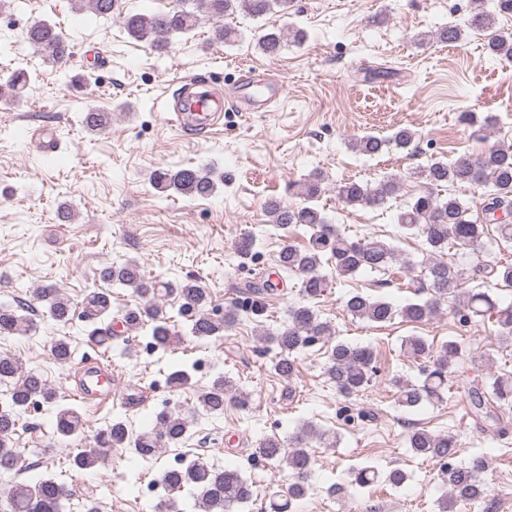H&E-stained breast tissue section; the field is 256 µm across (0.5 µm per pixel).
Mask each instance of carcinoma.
<instances>
[{"label": "carcinoma", "instance_id": "1", "mask_svg": "<svg viewBox=\"0 0 512 512\" xmlns=\"http://www.w3.org/2000/svg\"><path fill=\"white\" fill-rule=\"evenodd\" d=\"M73 2L76 11L90 12L103 18L112 16L117 6V0ZM290 3L292 0H175L168 10L160 13L129 12L121 17V23L132 37L146 42L155 51H162L167 48L171 37L191 33L203 18L214 21V38L226 42L236 37V32L224 26V17L238 11L260 16L276 7L285 12ZM493 21L491 13L479 10L471 14L467 26L471 30L484 31L492 27ZM287 32L292 34L295 42L303 40L304 34L299 29L286 32L272 29L258 36L259 49L268 56L278 54ZM435 36L443 43H460L463 30L449 25L439 29ZM25 41L58 68L66 69L73 49L68 33L46 20H39L26 29ZM485 49L497 58L512 61V34L490 37ZM30 83L27 71L18 69L11 72L4 82L9 100L21 98ZM80 122L91 132L103 131L111 126L112 113L88 108L82 113ZM417 138L418 133L412 128L398 127L389 136L368 134L356 138L350 142V147L372 156L391 146L408 149ZM414 175L423 179L424 189L400 208L396 221L403 229L417 230L425 237L431 264L426 274L427 282L421 287L429 292L430 297L409 299L397 306L382 297L356 293L345 300L346 311L355 318L376 324L387 323L396 315L413 323L427 321L440 310L448 295L456 293L458 287L459 274L448 264V250L455 248L480 255L484 250L486 225L493 222L496 223L499 240L512 242V223L506 220L512 215V145L491 148L476 157H461L453 162L438 160L414 172ZM150 181L159 193L173 190L191 198H204L216 191L218 183L224 182V174L210 167L176 170L158 167L151 173ZM401 181L402 176L396 174L386 177L374 187L352 179L343 180L336 184V195L347 207L373 208L396 195ZM458 185L486 188L481 213L470 212L467 204L454 193H448L445 198L439 196L438 188ZM321 192L320 175L311 174L299 184L296 196L301 198V202L292 205L274 198L265 206L271 223L277 228L286 231L301 225L309 233L306 246H285L277 256L280 269L300 280V294L304 302L288 310V321L277 331L263 336V341L277 350L273 363L276 375L287 381L295 375L294 355L297 352L321 338L335 335L330 323L319 320L309 305L328 287L329 280L323 268L329 266L336 277L346 278L362 271H388L399 263L395 248L386 241L378 238L355 241L328 223L317 205ZM475 271L492 277L498 286L512 287L511 262H479ZM98 276L103 282L131 291L135 297V303L122 310L123 329L120 331L112 328V293L108 289L85 293L78 306L54 285L35 289L33 297L43 303L49 316L58 323L67 324L74 315H79L89 327L88 341L106 347L118 339L128 342L133 332L144 334L147 344L154 350L178 345L179 334L166 312V298L172 294L182 300L179 314L190 318V333L197 338L220 337L240 317L239 310L234 307L224 309V315L220 317L211 313L208 309L209 295L200 280L188 278L175 284L148 281L142 275L138 261L133 258L112 261L99 270ZM244 290L251 295L247 314L259 318L267 311V298L278 287L266 279L248 282ZM454 314L466 324L477 317L491 319L496 323L498 339L512 343V303L505 305L487 291L472 289L457 296ZM31 328V319L20 314L15 306L0 305V336L23 334ZM404 350L414 358H429L432 353V347L421 336L405 339ZM51 354L59 363L68 362L72 350L67 338L54 339ZM458 354L459 345L450 342L443 354L434 358L422 380L413 382L399 375L393 376L390 383L399 405L415 409L426 401L443 400ZM373 363L374 354L370 347L338 342L329 354V380L343 396H356L370 384L375 374ZM1 384L11 385V392L8 401L0 403V470L21 469V455L14 445L21 416L30 401L53 403L57 394L40 375L24 372L22 361L14 355L0 354ZM469 397L476 413L492 422L498 420L497 409L503 405L512 406V373L494 374L482 386L469 387ZM229 400L245 406L248 395L237 390L229 378L218 375L198 395L195 408L221 415ZM189 426L188 417L176 409L157 413L156 424L136 434L130 431L124 420L116 418L74 455L72 465L79 470L91 471L103 463L114 448H129L135 457L149 460L162 449L181 443L189 432ZM82 428V416L78 410L68 405L58 406L53 430L57 442L69 444L79 437ZM315 436L329 446L336 443L329 434L304 425L288 435L286 441L273 435L262 439L255 448V454L290 471L293 478L285 497L270 500L271 512H291L293 502L307 494L308 475L312 469L308 444ZM408 444L415 455L431 460L450 459L457 448L453 436L436 435L426 430L411 432ZM488 466V458L484 455H475L464 464L448 466L447 489L437 500L438 512H455L460 504L482 499L485 487L480 475ZM27 473L26 480L15 483L7 492L10 512H69L71 494L63 484L37 470L29 468ZM406 479L407 475L400 469L383 475L373 466H362L349 472V484L358 489L380 480L397 488ZM161 480L168 486V494L159 501L156 512H179V494L187 488L197 492L194 506L200 512H234L254 497L252 484L239 470L216 468L200 457L181 459L179 467L161 473Z\"/></svg>", "mask_w": 512, "mask_h": 512}]
</instances>
